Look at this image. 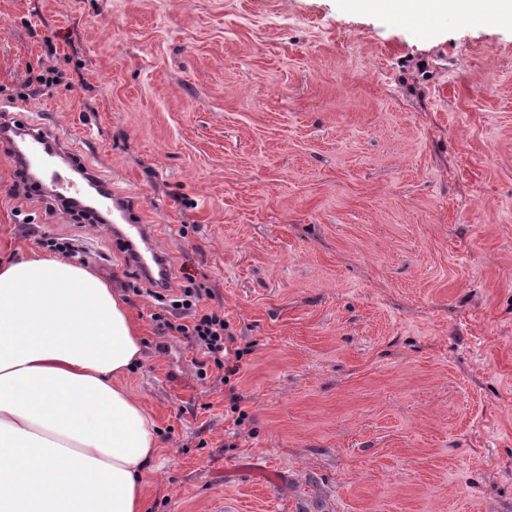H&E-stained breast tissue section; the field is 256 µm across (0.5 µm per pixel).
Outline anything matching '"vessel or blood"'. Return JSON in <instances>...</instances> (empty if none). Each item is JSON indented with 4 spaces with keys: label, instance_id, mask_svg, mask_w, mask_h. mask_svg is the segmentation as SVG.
<instances>
[{
    "label": "vessel or blood",
    "instance_id": "1",
    "mask_svg": "<svg viewBox=\"0 0 512 512\" xmlns=\"http://www.w3.org/2000/svg\"><path fill=\"white\" fill-rule=\"evenodd\" d=\"M0 127L7 131L6 140L18 171L25 173L36 169L52 172L59 162L76 169L83 162L79 154L61 150L58 139L48 134L38 120L28 118L21 121L5 113L0 115ZM47 193L58 205L66 208L71 203H78L92 211L97 220L118 215L123 226L114 229L113 237L125 246L128 264L142 278L151 280L158 294H165V256L155 234L148 225L142 224L133 202L115 196L111 188L99 185L97 175L89 170L84 171L78 182L53 176Z\"/></svg>",
    "mask_w": 512,
    "mask_h": 512
}]
</instances>
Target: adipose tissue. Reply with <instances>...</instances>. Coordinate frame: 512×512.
<instances>
[{"instance_id": "obj_1", "label": "adipose tissue", "mask_w": 512, "mask_h": 512, "mask_svg": "<svg viewBox=\"0 0 512 512\" xmlns=\"http://www.w3.org/2000/svg\"><path fill=\"white\" fill-rule=\"evenodd\" d=\"M393 2L512 24V0ZM142 354L122 294L90 268L36 252L0 263V512H144L158 438L121 382Z\"/></svg>"}]
</instances>
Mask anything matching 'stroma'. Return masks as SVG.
<instances>
[{
  "label": "stroma",
  "mask_w": 512,
  "mask_h": 512,
  "mask_svg": "<svg viewBox=\"0 0 512 512\" xmlns=\"http://www.w3.org/2000/svg\"><path fill=\"white\" fill-rule=\"evenodd\" d=\"M1 101L135 202L172 289L203 282L244 351L200 373L111 231L15 193L0 144V260L91 240L139 326L147 512H512V26L0 0Z\"/></svg>",
  "instance_id": "obj_1"
}]
</instances>
